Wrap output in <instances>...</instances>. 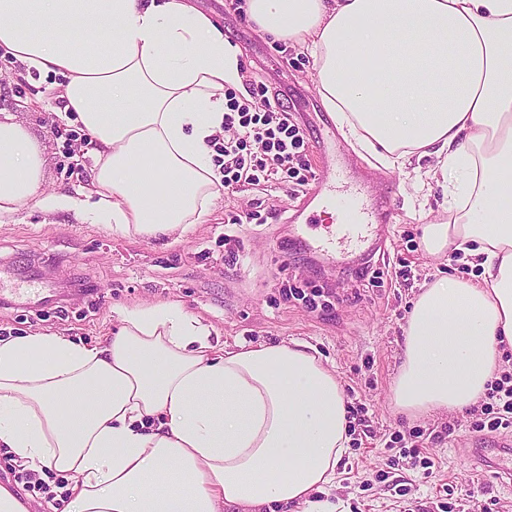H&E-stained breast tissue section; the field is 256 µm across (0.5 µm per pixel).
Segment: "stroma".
<instances>
[{
  "mask_svg": "<svg viewBox=\"0 0 512 512\" xmlns=\"http://www.w3.org/2000/svg\"><path fill=\"white\" fill-rule=\"evenodd\" d=\"M225 35L244 50V86L267 88L295 107H308L319 124L324 105L317 70L308 56L270 37L242 15L240 0H194ZM62 80L28 79L23 67L0 59V110L15 113L46 158L42 194L77 195L90 182L92 161L73 162L70 148L83 134L58 118ZM343 153L365 165L370 179L392 181L394 214L387 253L374 257L368 277L357 263L306 264L307 253L289 219L297 203L292 183L275 181L222 190L202 224L189 225L176 242L122 233L70 210L47 212L35 203L0 218V264L43 279L47 300L0 304V334L61 336L93 344L111 335L117 310L142 304L180 305L213 330L226 347L299 341L313 346L335 369L350 407L366 406L361 425L339 464L340 477L324 497L336 512H407L418 500L449 502L454 512H512V488L478 472L470 457L489 431H475L470 414L406 419L396 413L391 388L401 363L403 328L424 284L442 277L470 279L471 269L454 249L430 256L421 227L447 221L439 190L423 185L415 166L388 169L341 140ZM302 299L286 297V289ZM322 291L331 310H313L304 297ZM423 429L430 474L396 456L393 433ZM390 473L392 483L382 480Z\"/></svg>",
  "mask_w": 512,
  "mask_h": 512,
  "instance_id": "stroma-1",
  "label": "stroma"
}]
</instances>
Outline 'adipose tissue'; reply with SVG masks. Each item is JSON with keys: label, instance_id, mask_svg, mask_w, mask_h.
<instances>
[{"label": "adipose tissue", "instance_id": "ef3b65f1", "mask_svg": "<svg viewBox=\"0 0 512 512\" xmlns=\"http://www.w3.org/2000/svg\"><path fill=\"white\" fill-rule=\"evenodd\" d=\"M248 18L317 67L347 137L425 171L452 205L433 255L464 243L480 273L416 299L392 388L409 416L476 406L512 348V0H244ZM64 80L63 112L95 165L84 197L40 196L46 159L0 118V216L30 200L180 239L222 187L207 142L241 48L191 0H0V57ZM122 104L119 112L101 106ZM111 340L0 339V446L74 476L65 512H276L314 500L348 451L334 370L294 342L227 349L176 305L118 311Z\"/></svg>", "mask_w": 512, "mask_h": 512}]
</instances>
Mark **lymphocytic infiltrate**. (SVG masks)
Masks as SVG:
<instances>
[{"label": "lymphocytic infiltrate", "mask_w": 512, "mask_h": 512, "mask_svg": "<svg viewBox=\"0 0 512 512\" xmlns=\"http://www.w3.org/2000/svg\"><path fill=\"white\" fill-rule=\"evenodd\" d=\"M214 161L224 173L225 188L259 186L274 176L306 186L309 169L298 158L306 147L304 133L280 102L260 97L233 101L224 115L223 133L209 141ZM473 426L497 431L512 427V370L492 381L478 406L472 408Z\"/></svg>", "instance_id": "f902f5d3"}]
</instances>
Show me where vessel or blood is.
<instances>
[{
  "mask_svg": "<svg viewBox=\"0 0 512 512\" xmlns=\"http://www.w3.org/2000/svg\"><path fill=\"white\" fill-rule=\"evenodd\" d=\"M313 147L318 184L304 194L297 208L332 209L338 218L326 235L311 240V248L325 253L371 256L383 248L387 239L392 189H385L378 197L371 193L364 174L356 171L341 153L330 123H323L313 139ZM471 457L482 472L512 481V438H502L491 448H473Z\"/></svg>",
  "mask_w": 512,
  "mask_h": 512,
  "instance_id": "vessel-or-blood-1",
  "label": "vessel or blood"
}]
</instances>
